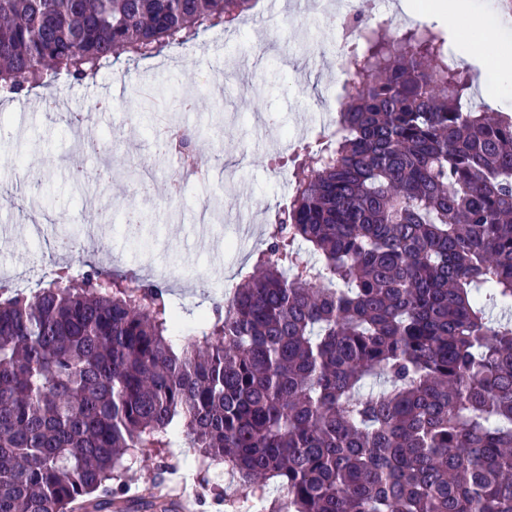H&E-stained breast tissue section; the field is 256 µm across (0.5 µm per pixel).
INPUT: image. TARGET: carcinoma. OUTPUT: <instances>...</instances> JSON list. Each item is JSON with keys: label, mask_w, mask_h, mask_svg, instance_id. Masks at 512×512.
I'll use <instances>...</instances> for the list:
<instances>
[{"label": "carcinoma", "mask_w": 512, "mask_h": 512, "mask_svg": "<svg viewBox=\"0 0 512 512\" xmlns=\"http://www.w3.org/2000/svg\"><path fill=\"white\" fill-rule=\"evenodd\" d=\"M256 0H0V97L185 44ZM429 26L351 47L342 133L175 339L167 287L92 263L0 299V512H102L132 448H196L270 512H512V115Z\"/></svg>", "instance_id": "1"}]
</instances>
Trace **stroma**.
Listing matches in <instances>:
<instances>
[{"label":"stroma","instance_id":"1","mask_svg":"<svg viewBox=\"0 0 512 512\" xmlns=\"http://www.w3.org/2000/svg\"><path fill=\"white\" fill-rule=\"evenodd\" d=\"M495 2L474 0L475 16L463 24L472 41L469 68L476 73L492 59L501 34L490 13ZM337 7L338 0H259L246 19L219 24L186 45L137 61L120 56L92 80L61 77L52 95L65 102L63 111H29L24 97L0 102V123L8 128L0 138V182L28 183L21 207L0 211V225L12 227L11 234L0 236V265L29 270L31 280H38L50 248L44 241H26L25 228L37 220L64 231L57 221L63 210L77 216L79 226H107L104 238L83 242L66 257V264L84 261L136 270L149 262L169 267L173 299L184 322L193 324L200 306L221 299L224 282L236 281L252 263L248 256L217 263L199 239L186 238L184 229L198 207L219 200L224 218L214 223L210 239L220 244L235 236L237 214L256 213L254 243L263 247L271 216L290 201L291 144L310 139L321 113L352 89L339 64ZM269 16L280 21L277 33L265 29ZM231 69L236 77L229 82L225 74ZM149 73L155 85L170 93L196 94L195 111L178 113L177 118L200 131L204 156L223 154L220 163L211 164L204 177L190 182L173 202L168 194L175 169L154 155L148 118L141 110L139 88ZM107 96L112 99L109 114L90 113V106ZM78 110L90 113L85 125L89 136L108 140L113 166L152 167L151 194L134 193L123 180L107 192L92 178L84 192L72 188V164L92 175L103 162L102 156L78 153L74 146L65 117ZM19 153L28 159L23 171L12 165ZM132 207L146 216L143 247L131 244L122 224ZM197 455L194 448L128 451L119 480L124 492L119 505L108 512H151L141 490L181 479L193 489L199 512H241L239 490L226 466L195 468Z\"/></svg>","mask_w":512,"mask_h":512}]
</instances>
